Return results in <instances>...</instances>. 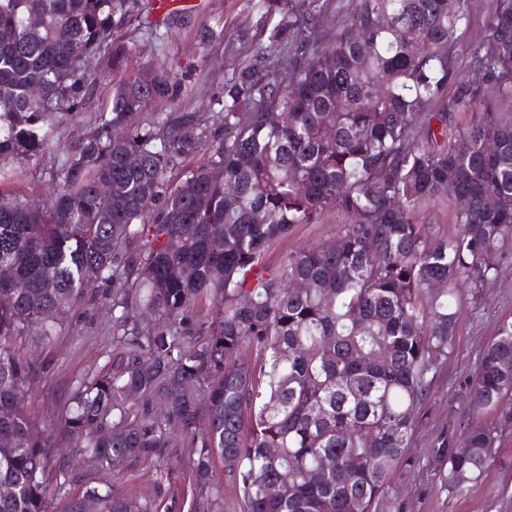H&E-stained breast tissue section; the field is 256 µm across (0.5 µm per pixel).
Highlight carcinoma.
Masks as SVG:
<instances>
[{
    "instance_id": "cac0c4a2",
    "label": "carcinoma",
    "mask_w": 512,
    "mask_h": 512,
    "mask_svg": "<svg viewBox=\"0 0 512 512\" xmlns=\"http://www.w3.org/2000/svg\"><path fill=\"white\" fill-rule=\"evenodd\" d=\"M134 7L0 0V512H162L95 476L177 446L195 482L177 512H224L219 462L242 512H375L448 357L461 288L477 299L512 265V121L483 95L512 98V0H496L466 75L454 48L468 0H357L324 47L315 16L290 5L270 35L288 43L286 74L266 73L260 48L198 109L162 64L149 85L122 75L131 48L114 30ZM104 57L121 78L49 171L50 204L11 196L13 160L42 155L83 110ZM159 101L168 111L137 120ZM478 108L448 134V113ZM459 196L455 234L418 222ZM328 212L343 219L332 241L266 266ZM80 306L112 312L116 362L63 390L48 426L24 397L52 368L21 340L61 335ZM470 388L485 407L512 394V318ZM498 438L465 424L443 455L448 490L480 476Z\"/></svg>"
}]
</instances>
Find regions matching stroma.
<instances>
[{
  "instance_id": "1",
  "label": "stroma",
  "mask_w": 512,
  "mask_h": 512,
  "mask_svg": "<svg viewBox=\"0 0 512 512\" xmlns=\"http://www.w3.org/2000/svg\"><path fill=\"white\" fill-rule=\"evenodd\" d=\"M156 0H139V20L117 30L134 51L127 70L139 72L151 63L174 69L182 81L181 102L190 108L205 104L224 82L252 64L258 48H269L278 70L288 65L287 52L270 47L269 30L277 12L267 11L263 0H194L193 7L170 15L159 14ZM220 25L222 33L211 43H201L198 30ZM112 67L101 61L95 70L90 98L78 116L56 124L49 132L51 146L42 156L21 161L25 172L17 193L27 199L45 200L52 191L50 169L60 166L66 145L90 130L112 91ZM339 218L326 214L322 223L302 224L275 243L265 257L278 266L289 253L314 243L331 241ZM512 315V266L484 288L482 297L467 302L447 359L431 373L428 396L416 414L415 429L405 461L397 470L378 512H512V396L495 408H475L469 384L479 355L493 339L500 317ZM111 314L108 310H76L67 317L61 336L48 344L34 337L23 339L25 353L48 361L58 386L65 387L112 365ZM495 424L499 439L494 458L481 478L462 492L451 493L439 478L440 445L459 438L469 417ZM115 494H133L164 501L181 500L194 489L192 472L182 448L161 460L139 463L109 475Z\"/></svg>"
}]
</instances>
